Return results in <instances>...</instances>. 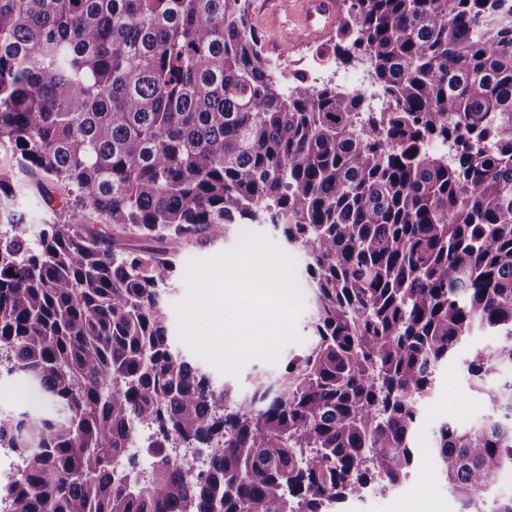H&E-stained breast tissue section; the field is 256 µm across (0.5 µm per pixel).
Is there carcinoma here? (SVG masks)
Segmentation results:
<instances>
[{
  "label": "carcinoma",
  "mask_w": 512,
  "mask_h": 512,
  "mask_svg": "<svg viewBox=\"0 0 512 512\" xmlns=\"http://www.w3.org/2000/svg\"><path fill=\"white\" fill-rule=\"evenodd\" d=\"M342 2L330 48L368 58L383 112L284 89L245 0H0V368L53 406L0 414L21 461L0 512H330L408 476L467 336L497 337L470 376L512 369V0ZM21 181L74 198L34 239ZM88 208L142 241L282 229L312 346L248 396L215 388L169 341L177 264ZM488 400L431 449L460 512H512V379ZM87 219L91 227L97 232H99L102 236L109 238L114 237L124 239L126 240L125 242L129 245V247L132 248H136L145 244L137 239L128 238L127 236H125V234L115 229L112 226V224L107 223L104 219L100 218L97 214H94L93 212L88 213Z\"/></svg>",
  "instance_id": "carcinoma-1"
}]
</instances>
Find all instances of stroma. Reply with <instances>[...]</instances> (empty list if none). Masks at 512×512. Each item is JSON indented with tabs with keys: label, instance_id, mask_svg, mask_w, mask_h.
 Listing matches in <instances>:
<instances>
[{
	"label": "stroma",
	"instance_id": "obj_1",
	"mask_svg": "<svg viewBox=\"0 0 512 512\" xmlns=\"http://www.w3.org/2000/svg\"><path fill=\"white\" fill-rule=\"evenodd\" d=\"M252 3L253 23L262 37L266 54L275 55L284 48L296 54L303 49L304 44L300 41L289 46L283 45L282 33L271 0H252ZM328 81L342 88L349 82H356L360 92L366 95L363 102L364 111H382L384 99L372 84L370 67L366 61L358 59L347 65H336ZM248 231L263 234L278 244L283 241L281 232L268 224H229L224 229L223 237L211 241L196 237L175 240L168 242L166 248L175 254L179 268L183 269L190 261L233 249L239 243L242 234ZM289 255L294 261L297 283L304 298L303 309L296 323V329L303 338L302 343L285 346L277 362L273 364L259 359L249 360L236 376L222 374L207 361H200V368L209 375L215 385L228 382L236 385L240 391H247L252 374H281L291 356L304 351L306 344L312 343L310 319L313 306L309 298L310 290L305 273L306 259L303 252L297 249L290 250ZM493 342L494 339L490 336L467 337L458 347L455 357L442 362L439 366L435 387L423 404L415 430L414 444L418 447L419 453L410 479L395 489L370 492L362 498L350 500L342 505L341 512H459V504L449 494L447 482L438 471L428 450L434 444L441 423L450 420L465 427L479 424L485 419L488 413V397L484 391L470 388L460 360L473 350L490 346ZM50 408V403L35 396L23 378L0 374V412H46Z\"/></svg>",
	"mask_w": 512,
	"mask_h": 512
}]
</instances>
